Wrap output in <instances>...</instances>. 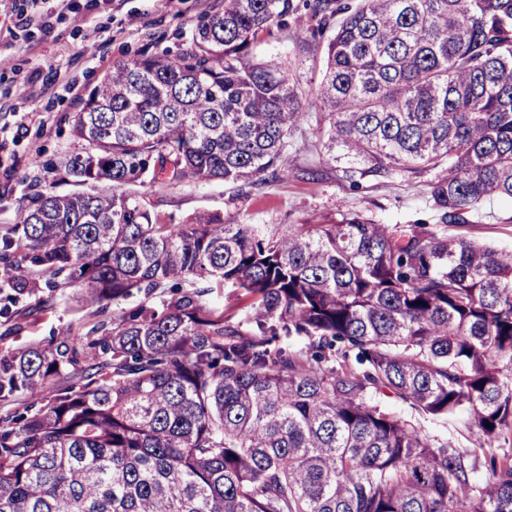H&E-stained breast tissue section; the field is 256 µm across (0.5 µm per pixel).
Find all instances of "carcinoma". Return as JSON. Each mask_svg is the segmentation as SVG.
I'll use <instances>...</instances> for the list:
<instances>
[{"label": "carcinoma", "instance_id": "obj_1", "mask_svg": "<svg viewBox=\"0 0 512 512\" xmlns=\"http://www.w3.org/2000/svg\"><path fill=\"white\" fill-rule=\"evenodd\" d=\"M304 7L327 36L306 92L253 57L296 0H224L74 113L61 171L83 190L34 194L0 236L16 329L86 286L78 335L0 349V512H512L511 455L477 482L428 429L512 435V250L356 212L163 224L134 190L250 184L313 117L350 179L439 172L441 224L512 198V0Z\"/></svg>", "mask_w": 512, "mask_h": 512}]
</instances>
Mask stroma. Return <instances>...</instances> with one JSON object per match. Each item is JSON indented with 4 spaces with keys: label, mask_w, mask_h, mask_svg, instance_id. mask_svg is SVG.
Wrapping results in <instances>:
<instances>
[{
    "label": "stroma",
    "mask_w": 512,
    "mask_h": 512,
    "mask_svg": "<svg viewBox=\"0 0 512 512\" xmlns=\"http://www.w3.org/2000/svg\"><path fill=\"white\" fill-rule=\"evenodd\" d=\"M223 6V0H0V235L32 191L73 192L59 168L81 147L72 116L86 89L116 61L185 47L198 21ZM308 25L301 15L254 48L257 61L289 64L305 91L324 64L323 46H300ZM320 137L311 121L292 130L277 177L266 174L240 188L221 181L149 183L140 193L160 221L176 225L216 212L228 224H333L346 211L379 224L435 223L428 175L396 168L351 183L342 165L320 153ZM447 232L512 249V200L485 203L470 223ZM78 293L60 289L56 307L18 337H6L7 346L76 335Z\"/></svg>",
    "instance_id": "1"
}]
</instances>
